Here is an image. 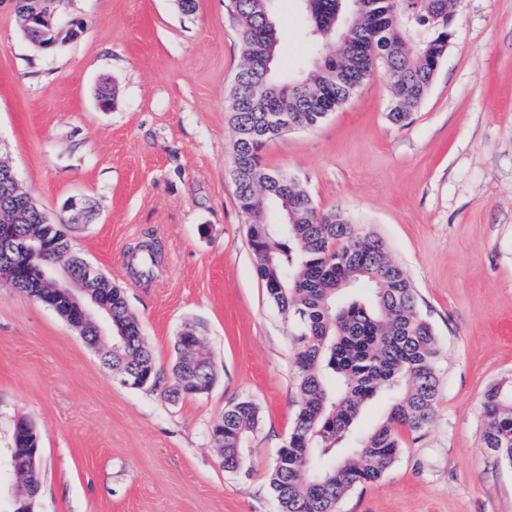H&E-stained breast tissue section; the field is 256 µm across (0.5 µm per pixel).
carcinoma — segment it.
<instances>
[{
	"label": "carcinoma",
	"instance_id": "carcinoma-1",
	"mask_svg": "<svg viewBox=\"0 0 512 512\" xmlns=\"http://www.w3.org/2000/svg\"><path fill=\"white\" fill-rule=\"evenodd\" d=\"M273 0H234L243 63L229 94L235 129L232 154L239 163L234 180L237 203L251 221L248 236L256 273L269 298L299 329L295 366L301 404L288 446L280 449L270 487L281 512H338V504L363 483L378 481L400 451V430L417 432L433 422L439 395V349L432 324L416 307V290L405 270L392 262L382 242L359 231L342 211H322L297 182L261 166L260 150L288 132L312 128L345 105L380 69L400 108L388 118L404 125L421 105L439 62L448 50V13L455 0H299L307 25L306 61L296 73L276 67L278 38ZM21 11L40 16L53 0H20ZM17 211L16 230L51 239L67 235L65 220L41 223V208L29 199L0 196V211ZM274 209L280 221L262 218ZM157 251L140 249L135 276L153 277ZM103 298L112 318L128 319L120 288L106 282ZM192 352L189 363H174L165 395L179 394V379L196 381L211 373L205 347L175 343ZM147 362L150 385L161 382L154 353L142 345L112 342V367ZM388 394L386 419L361 438L352 434L361 408ZM488 420L483 447L512 465V385L496 384L483 401ZM259 424L250 400L224 410V439L216 447L224 470L247 473L245 448Z\"/></svg>",
	"mask_w": 512,
	"mask_h": 512
}]
</instances>
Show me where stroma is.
Returning <instances> with one entry per match:
<instances>
[{
	"mask_svg": "<svg viewBox=\"0 0 512 512\" xmlns=\"http://www.w3.org/2000/svg\"><path fill=\"white\" fill-rule=\"evenodd\" d=\"M78 38L34 49L0 0V157L46 212L85 201L72 247L124 289L163 375L129 389L52 309L0 279V512L22 481L15 419L40 436L37 512H280L269 486L300 392L297 330L257 277L231 177L227 95L242 63L224 0H67ZM279 66L304 53L296 0H277ZM116 89L100 108L96 88ZM382 74L318 126L261 152L318 209L341 210L402 266L441 350L433 423L402 434L379 482L340 512H512V466L483 447L485 391L512 382V0H457L454 35L408 125ZM158 250L152 279L128 262ZM201 336L217 372L168 399L174 343ZM260 410L248 474L224 471L209 429Z\"/></svg>",
	"mask_w": 512,
	"mask_h": 512,
	"instance_id": "1",
	"label": "stroma"
}]
</instances>
